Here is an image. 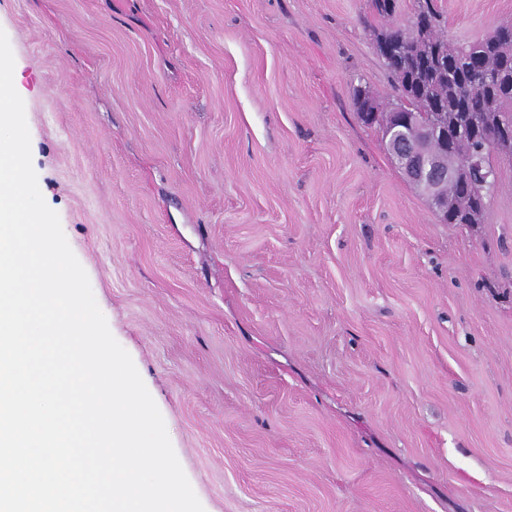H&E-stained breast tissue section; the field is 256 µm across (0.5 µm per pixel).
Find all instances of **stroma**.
I'll return each instance as SVG.
<instances>
[{"instance_id": "35a3bbf8", "label": "stroma", "mask_w": 512, "mask_h": 512, "mask_svg": "<svg viewBox=\"0 0 512 512\" xmlns=\"http://www.w3.org/2000/svg\"><path fill=\"white\" fill-rule=\"evenodd\" d=\"M415 5L0 0L40 191L204 512H512V159L442 223L354 102Z\"/></svg>"}]
</instances>
